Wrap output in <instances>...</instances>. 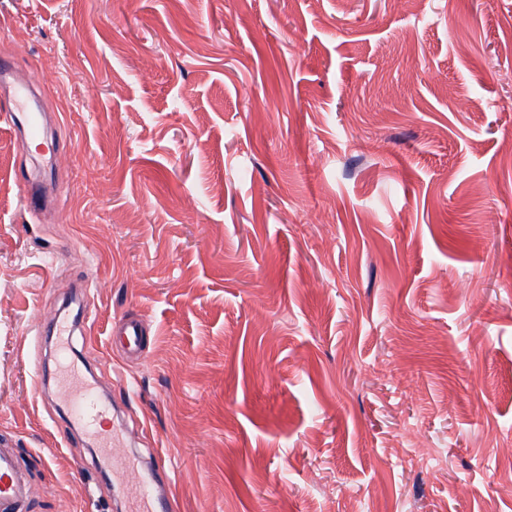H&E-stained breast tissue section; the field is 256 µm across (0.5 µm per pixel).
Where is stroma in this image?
Instances as JSON below:
<instances>
[{
  "label": "stroma",
  "instance_id": "obj_1",
  "mask_svg": "<svg viewBox=\"0 0 512 512\" xmlns=\"http://www.w3.org/2000/svg\"><path fill=\"white\" fill-rule=\"evenodd\" d=\"M65 144L0 126V439L30 512H126L40 333L170 512H512V0H0ZM143 320L125 365L115 319Z\"/></svg>",
  "mask_w": 512,
  "mask_h": 512
}]
</instances>
